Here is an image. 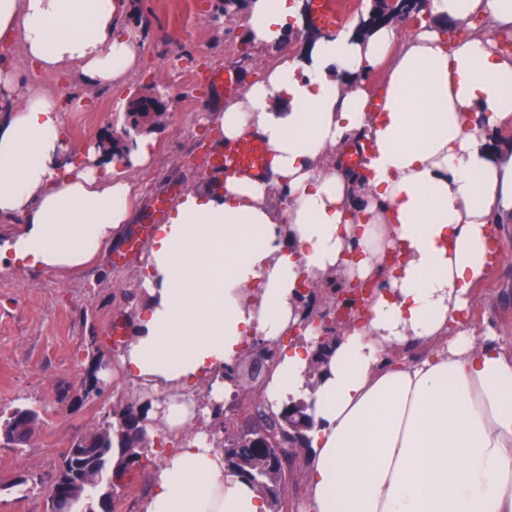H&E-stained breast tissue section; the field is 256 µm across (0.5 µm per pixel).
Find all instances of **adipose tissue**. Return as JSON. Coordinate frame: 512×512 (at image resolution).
<instances>
[{
    "mask_svg": "<svg viewBox=\"0 0 512 512\" xmlns=\"http://www.w3.org/2000/svg\"><path fill=\"white\" fill-rule=\"evenodd\" d=\"M129 0H0V44L19 43L47 78L95 86L136 71ZM420 24L351 25L271 65L212 120L224 144L269 146L261 174L204 176L147 251L144 308L120 364L162 394L178 452L156 469L143 512H263L198 424L235 393L224 377L246 343L280 345L267 408L301 402L311 425L303 512H512V338L463 315L495 268L489 244L512 223V0H421ZM304 24V0H250L247 38L264 47ZM466 27L449 39V26ZM382 70L375 93L356 82ZM0 61V272L77 269L126 223L130 177L150 162L143 132L110 162L90 147L60 159L51 90L15 93ZM363 165L343 167L347 145ZM373 279L361 321L319 349L301 284ZM400 346L425 348L390 361ZM318 372H311V365ZM203 395L190 398V391Z\"/></svg>",
    "mask_w": 512,
    "mask_h": 512,
    "instance_id": "ef3b65f1",
    "label": "adipose tissue"
}]
</instances>
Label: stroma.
<instances>
[{
    "instance_id": "stroma-1",
    "label": "stroma",
    "mask_w": 512,
    "mask_h": 512,
    "mask_svg": "<svg viewBox=\"0 0 512 512\" xmlns=\"http://www.w3.org/2000/svg\"><path fill=\"white\" fill-rule=\"evenodd\" d=\"M248 0H237L222 17L221 0H131L128 24L142 36L137 73L124 86L86 89L67 75L57 80L29 69L20 45L6 48L22 86L52 85L67 124V141L84 148L119 135L123 122L117 100L159 96L167 114L154 126L152 164L132 175L131 215L118 237L97 260L77 271L13 269L0 272V411L31 407L39 412L27 445L0 444V512H46L39 478L57 466L69 443L93 430L103 411L131 402L151 401L147 425L164 436L161 394L132 382L117 356H104L108 383L87 391L90 337L107 338L114 327L123 336L142 311L145 252L156 221H167L173 203L206 172L215 126L203 115L223 103L226 93L210 81L212 72L233 69L237 87L258 80L265 68L289 54L309 36L287 34L281 47L252 49L236 65L247 38L242 23ZM179 68H172L173 55ZM501 261L479 283V299L468 319L483 330L493 324L512 336V224L499 231Z\"/></svg>"
}]
</instances>
